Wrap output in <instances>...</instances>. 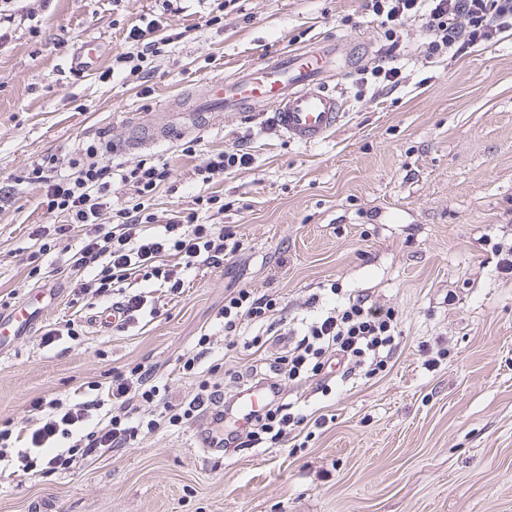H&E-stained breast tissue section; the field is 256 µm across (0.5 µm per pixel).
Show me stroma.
Instances as JSON below:
<instances>
[{
	"instance_id": "stroma-1",
	"label": "stroma",
	"mask_w": 512,
	"mask_h": 512,
	"mask_svg": "<svg viewBox=\"0 0 512 512\" xmlns=\"http://www.w3.org/2000/svg\"><path fill=\"white\" fill-rule=\"evenodd\" d=\"M213 0H0V309L36 288L28 234L62 224L40 205L39 186L17 184L31 162L95 146L103 162L168 163L154 193L165 218L196 209L200 223L230 226L241 250L223 267L198 266L183 294L151 293L154 315L126 327L93 318L101 304L59 289L40 331L0 354V424L29 419L32 399L74 397L136 364L156 366L166 405L198 383L179 369L199 336H214L215 382L250 367L272 373L277 349L253 351L225 335L219 313L237 288L272 295L273 321L304 313L318 294L394 309L397 348L384 371L328 373L282 395L311 420L287 441L206 452L199 416L163 426L41 477L0 471V512H512V272L496 247L512 246V33L426 62L421 22L404 28L408 68L398 85L361 80L385 64V31L358 0H237L211 23ZM160 18L168 41L113 73L128 28ZM107 51L87 76L67 63L83 39ZM322 37L363 46L329 83L347 105L320 143L288 141L272 112L210 113L207 125L170 142L112 153L130 121L150 123L211 80ZM245 140L243 169L205 185L211 152ZM191 155H183L186 146ZM219 192L223 211L196 206ZM82 334L41 342L52 325ZM324 417V426L314 418Z\"/></svg>"
}]
</instances>
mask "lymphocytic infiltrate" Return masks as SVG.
<instances>
[{"label":"lymphocytic infiltrate","instance_id":"f902f5d3","mask_svg":"<svg viewBox=\"0 0 512 512\" xmlns=\"http://www.w3.org/2000/svg\"><path fill=\"white\" fill-rule=\"evenodd\" d=\"M361 9L386 29L385 56L390 64L372 69L371 74L391 86L399 83L402 74L394 58L409 19L421 20L428 31L425 55L429 58L491 41L512 30V0H362ZM169 176L163 164L111 166L91 153L65 163L54 155L33 162L24 182L40 185L44 190L41 206L51 214H66L67 221L51 231L43 226L34 230L37 249L31 259L46 255L50 234L64 236L77 230L80 244L62 270L77 295L92 300L119 296L118 306L130 320L147 303L146 295L127 294L126 283L132 275L167 292L180 293L193 268L222 266L238 251L239 242L222 225L198 223L192 212L157 224L146 202ZM116 178L134 189L137 203L113 209L112 181ZM108 209L115 212V225L102 222ZM276 305L268 294L240 288L225 296L220 312L225 334H236L249 322H262L266 329L251 338V346L283 348L277 360L278 381H267L255 372L246 379L248 387L262 388L267 394V408L256 422L275 443L305 420L282 401L280 378L297 384L319 375L334 360L353 368L382 365L392 352L397 329L393 310L364 297L349 298L312 320L285 328L268 322ZM93 387V394L85 399H33L32 422L1 424L0 467L31 476L67 469L77 457H91L100 448L126 447L161 423L184 425L206 412L212 423L220 424L237 407L234 397L219 384L204 379L183 406L166 408L158 419L141 417L140 408L153 404L160 392L155 368L141 364L125 373H113L109 381L94 382Z\"/></svg>","mask_w":512,"mask_h":512}]
</instances>
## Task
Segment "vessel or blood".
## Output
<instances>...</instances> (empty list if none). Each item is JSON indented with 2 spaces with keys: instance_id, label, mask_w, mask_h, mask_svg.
Listing matches in <instances>:
<instances>
[{
  "instance_id": "1",
  "label": "vessel or blood",
  "mask_w": 512,
  "mask_h": 512,
  "mask_svg": "<svg viewBox=\"0 0 512 512\" xmlns=\"http://www.w3.org/2000/svg\"><path fill=\"white\" fill-rule=\"evenodd\" d=\"M339 50L338 42L321 41L309 48L260 58L238 71L233 81L217 79L208 83L180 112L162 113L150 126L131 123L126 138L113 143L112 150L127 153L185 135L201 128L212 112L256 110L272 111L276 125L288 140L305 145L319 143L344 119L342 99L328 88ZM101 57V42L89 39L72 55L68 69L77 75L91 72ZM48 294L45 288L32 290L24 301L0 314V350L35 328ZM262 400L261 393L247 391L236 414L225 418V431L248 429Z\"/></svg>"
}]
</instances>
